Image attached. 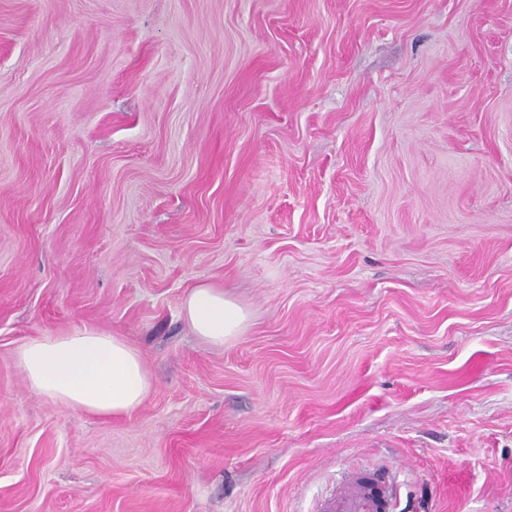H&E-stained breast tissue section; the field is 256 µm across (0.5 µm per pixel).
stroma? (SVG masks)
Instances as JSON below:
<instances>
[{
  "label": "stroma",
  "instance_id": "35a3bbf8",
  "mask_svg": "<svg viewBox=\"0 0 512 512\" xmlns=\"http://www.w3.org/2000/svg\"><path fill=\"white\" fill-rule=\"evenodd\" d=\"M84 327L144 357L127 416L26 385ZM345 468L512 512V0H0V512H315ZM182 314L195 336L206 343L224 347L247 326L248 313L224 289L211 283H196L185 292Z\"/></svg>",
  "mask_w": 512,
  "mask_h": 512
}]
</instances>
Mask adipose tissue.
I'll return each mask as SVG.
<instances>
[{
	"label": "adipose tissue",
	"mask_w": 512,
	"mask_h": 512,
	"mask_svg": "<svg viewBox=\"0 0 512 512\" xmlns=\"http://www.w3.org/2000/svg\"><path fill=\"white\" fill-rule=\"evenodd\" d=\"M182 314L195 336L218 347L240 336L248 322L238 301L205 282L187 289ZM16 360L34 393L101 416L128 415L155 388L140 351L97 329L28 339Z\"/></svg>",
	"instance_id": "obj_1"
}]
</instances>
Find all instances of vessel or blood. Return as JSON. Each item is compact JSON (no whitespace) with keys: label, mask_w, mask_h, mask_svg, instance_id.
Segmentation results:
<instances>
[{"label":"vessel or blood","mask_w":512,"mask_h":512,"mask_svg":"<svg viewBox=\"0 0 512 512\" xmlns=\"http://www.w3.org/2000/svg\"><path fill=\"white\" fill-rule=\"evenodd\" d=\"M395 490L394 473L378 476L348 470L340 473L318 512H394Z\"/></svg>","instance_id":"obj_1"}]
</instances>
